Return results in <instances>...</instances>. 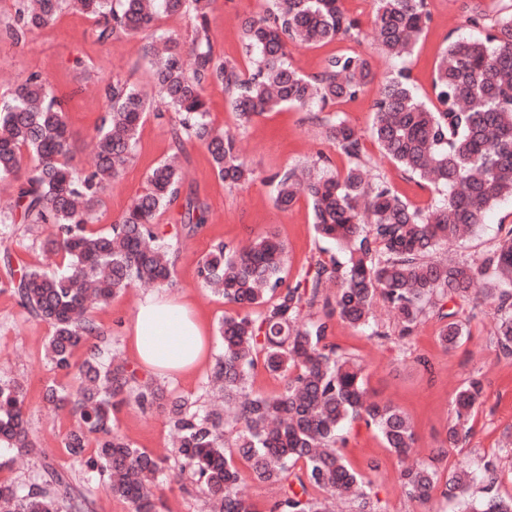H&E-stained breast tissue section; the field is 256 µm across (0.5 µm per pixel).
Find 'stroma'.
<instances>
[{
	"instance_id": "35a3bbf8",
	"label": "stroma",
	"mask_w": 512,
	"mask_h": 512,
	"mask_svg": "<svg viewBox=\"0 0 512 512\" xmlns=\"http://www.w3.org/2000/svg\"><path fill=\"white\" fill-rule=\"evenodd\" d=\"M265 5V0H214L212 5L211 36L215 46L225 58L241 67H248L249 60L240 22ZM343 6L360 21L359 39H339L297 49L291 63L299 73L311 76L322 70L329 56L338 53L354 51L368 58L373 81L355 99L333 108L348 123L366 130L385 79L398 71H407L419 96L433 101L435 67L449 36L468 34L466 21L473 12L484 13L490 22L511 12L512 0H427L431 22L413 53L403 59H389L379 53L372 0H343ZM13 14V0H0V96L8 95L18 78L34 72L46 77L64 101L68 126L79 146L75 161L79 166H90L91 138L107 104L105 87L117 79L143 89L150 86L151 69L143 47L152 34L99 45L89 36L93 19L66 11L53 25L36 30L17 43L6 32ZM86 59L91 60V67H83ZM207 97L211 123L238 132L240 152L260 179L242 188L228 187L215 178L205 148L187 143L189 161L184 166L186 177L181 193L207 203L210 219L197 234L185 235L172 221L173 214L180 209L174 203L158 216L157 222L165 239L179 253L177 285L168 289L167 294L175 298L192 297L207 326L209 355L214 358L221 351L217 326L229 306L223 297L202 287L197 275L199 260L216 243L242 246L269 231L276 232L288 247L289 275H296L317 258H341L342 253L335 245L316 234L308 202L302 199L290 209H279L264 179L297 164L312 165L321 155L329 156L339 171L347 167L348 161L325 138L322 126L311 112L294 108L265 112L243 128L226 100L223 85H211ZM170 121L171 114L160 98L150 96L135 157L122 176L108 186L103 204L94 215L93 228L105 229L115 223L143 190L149 169L174 154ZM365 155L374 173L383 176L402 199L419 207L431 203V193L403 179L397 167L381 157L373 139H366ZM502 224L512 225V199L493 206L483 224L465 240L449 244V254L461 261L478 258L496 244L497 228ZM147 292V287H136L92 312L95 323L111 338L114 354L130 366L135 358L126 325ZM460 317L470 334L452 350L437 343V320H424L410 337L402 339L394 316L382 309L377 312V321L387 331V338L379 339L371 336L369 330L342 323L334 325L333 334L337 344L360 358L370 398L393 402L409 415L416 435L414 453L422 460L428 459L445 437L456 390L473 371H482L485 392L476 410L473 435L465 445L450 450L438 468L445 475L483 456L500 457L502 471L497 491L507 497L512 495V459L502 456L501 447L504 430L512 429V356L496 355L490 344L494 331L492 307L466 305ZM50 334L47 324L26 318L10 293H0V368L25 382L27 415L42 448L40 456L24 461L16 459L12 452L0 451V481L25 489L30 484L45 482L56 472L69 482L74 494L89 499L91 512H131L129 504L112 497L105 477L88 472L83 462L71 458L62 446V438L72 422L55 417L43 399L45 385L63 378L44 356ZM115 427L134 446L165 457L155 489L160 512H203L202 494L179 476L177 459L171 454L173 437L166 413L144 412L132 405L118 413ZM343 452L355 470L368 473L384 512H455V503L439 496L424 504L409 499L399 482L397 457L373 433L358 427L349 430ZM372 460L378 462V470L368 469Z\"/></svg>"
}]
</instances>
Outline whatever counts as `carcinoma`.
Here are the masks:
<instances>
[{"label":"carcinoma","instance_id":"cac0c4a2","mask_svg":"<svg viewBox=\"0 0 512 512\" xmlns=\"http://www.w3.org/2000/svg\"><path fill=\"white\" fill-rule=\"evenodd\" d=\"M10 34L21 41L52 24L66 9L95 19V42L136 37L163 14H181L192 23L194 60L186 71L180 41L161 34L144 46L151 60V83L170 111V134L177 151L186 139L200 142L216 177L230 187L258 175L237 148L236 135L209 121L207 86H224L239 126L263 113L296 108L312 112L355 98L373 79L358 54L328 57L312 77L298 73L291 48L336 39H356L358 21L343 0H267L262 13L244 19L241 29L251 71L224 58L211 38L213 0H17ZM381 50L390 57L411 54L430 22L426 0H373ZM485 16L468 18L481 30L475 37L448 42L435 69V102L416 93L400 71L382 84L373 105L371 134L381 154L402 173L436 193L420 208L399 197L389 184L367 174L362 135L334 115L319 118L326 139L349 160L343 173L329 157L312 168L285 170L268 179L273 200L292 207L299 195L309 203L316 233L334 242L344 262L321 259L287 281V251L274 232L237 249L222 242L198 262L202 284L224 297L233 310L218 334L212 382L224 405L203 408L187 397L172 400L168 417L175 432V456L204 497L208 512H255L239 498L244 474L275 486L280 498L272 512H333L332 501L356 500L357 512H381L372 482L347 462L343 431L352 423L376 433L398 459L415 444L409 416L391 402L367 398L363 366L332 341L333 320L350 327L370 325L377 299L399 323L398 335H412L428 317L440 323L437 341L456 348L468 335L455 303L483 301L496 319L494 350L512 355V225L501 228L497 246L471 262L437 257L448 242L472 233L486 212L512 198V13L490 26ZM107 109L95 129L93 164H74L61 100L39 74L23 79L0 98V178L17 183V208L0 213V235L15 224H49L45 251L60 258L62 270L26 265L8 246L0 253V291H9L24 313L48 324L46 357L64 373L65 383L47 385L46 401L66 408L76 425L63 448L109 478L112 496L132 512H155L154 488L162 459L115 430L114 415L124 405L142 411L162 407V389L102 343L103 331L89 317V299L105 303L138 284L175 286V255L165 242L158 214L180 195L181 167L166 160L150 169L146 186L107 230L89 228L106 187L121 177L133 158L146 117L145 93L116 82L106 94ZM209 220L208 205L188 196L175 223L195 234ZM85 349L81 362L76 351ZM284 380L276 394L253 390L257 369ZM484 394L480 371L457 390L453 416L436 457L466 442ZM26 389L0 377V448L24 456L40 454L28 427ZM92 454H87L88 448ZM499 465L482 460L442 477L431 463L404 466L400 482L412 499L426 503L435 494L457 501L458 512H512V496L495 490ZM481 489L482 500L473 498ZM4 512H84L85 500L71 494L63 477L19 489L0 482Z\"/></svg>","mask_w":512,"mask_h":512}]
</instances>
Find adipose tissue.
<instances>
[{"label": "adipose tissue", "instance_id": "ef3b65f1", "mask_svg": "<svg viewBox=\"0 0 512 512\" xmlns=\"http://www.w3.org/2000/svg\"><path fill=\"white\" fill-rule=\"evenodd\" d=\"M128 337L137 362L157 377L192 374L206 359V330L185 298L144 296Z\"/></svg>", "mask_w": 512, "mask_h": 512}]
</instances>
